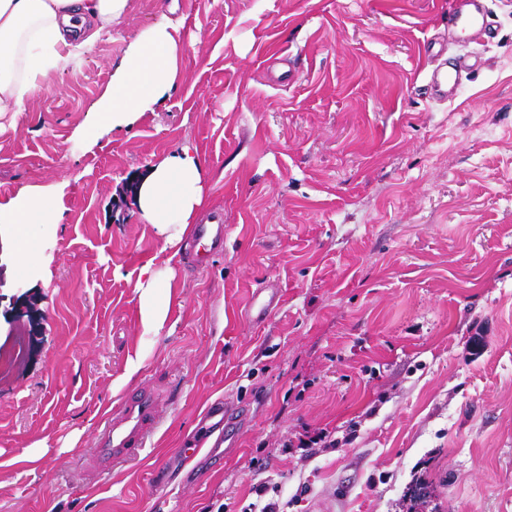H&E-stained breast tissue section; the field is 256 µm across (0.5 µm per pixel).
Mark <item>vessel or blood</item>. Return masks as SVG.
I'll return each mask as SVG.
<instances>
[{"mask_svg":"<svg viewBox=\"0 0 512 512\" xmlns=\"http://www.w3.org/2000/svg\"><path fill=\"white\" fill-rule=\"evenodd\" d=\"M478 0H461L459 7L448 13V27L452 30L480 28L488 30L487 14L478 7ZM466 57L443 60L432 72L431 89L435 99L454 100L458 94L463 70L468 69ZM224 249V217L215 215L198 225L195 237L188 247L193 265H205L210 256ZM171 401L169 388L145 383L123 397L97 429L91 467L99 477H106L112 465L136 460L144 450L148 437L155 431L165 408ZM242 415L238 408L225 403L210 406L202 420L213 433L232 428Z\"/></svg>","mask_w":512,"mask_h":512,"instance_id":"b4317fda","label":"vessel or blood"}]
</instances>
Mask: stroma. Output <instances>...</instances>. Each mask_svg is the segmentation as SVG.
<instances>
[{"label": "stroma", "mask_w": 512, "mask_h": 512, "mask_svg": "<svg viewBox=\"0 0 512 512\" xmlns=\"http://www.w3.org/2000/svg\"><path fill=\"white\" fill-rule=\"evenodd\" d=\"M172 1L174 88L85 144ZM484 3L488 42L449 34L457 0H129L0 129V204L63 187L26 277L0 245V356L25 347L0 368V512H249L261 483L279 512H407L419 479L417 512H512V0ZM436 51L476 63L450 102L427 94ZM187 144L224 253L173 260L172 315L147 334L134 285L163 241L134 178ZM258 288L280 296L260 323ZM139 354L137 383H175L173 404L99 480L86 453ZM220 398L243 420L220 461L185 463Z\"/></svg>", "instance_id": "35a3bbf8"}]
</instances>
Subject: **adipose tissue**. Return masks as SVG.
<instances>
[{
	"instance_id": "obj_1",
	"label": "adipose tissue",
	"mask_w": 512,
	"mask_h": 512,
	"mask_svg": "<svg viewBox=\"0 0 512 512\" xmlns=\"http://www.w3.org/2000/svg\"><path fill=\"white\" fill-rule=\"evenodd\" d=\"M129 0H0V121L13 119L27 100L50 87L52 74L90 54L98 39L125 15ZM181 20L163 18L150 26L127 51L112 73V85L96 102L82 137L90 143L105 132L131 125L175 85ZM208 184L195 148L153 165L139 184L137 202L144 222L178 250L199 216L209 207ZM61 218L52 192L33 188L6 205L0 204V226H8L10 242L22 262L37 260L33 227ZM172 267L147 260L139 269V321L156 330L170 315Z\"/></svg>"
}]
</instances>
